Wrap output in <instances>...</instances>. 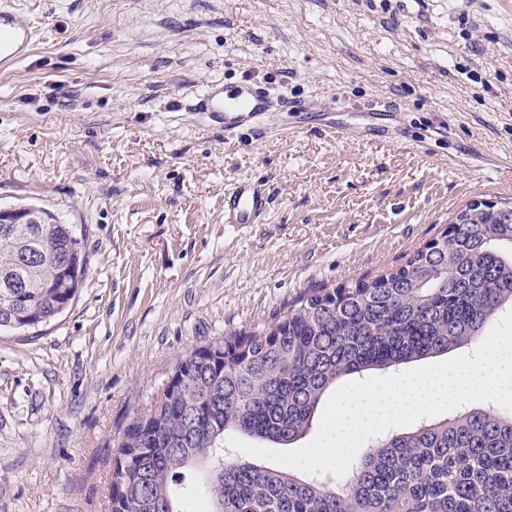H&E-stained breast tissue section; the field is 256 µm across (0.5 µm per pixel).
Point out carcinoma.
Returning a JSON list of instances; mask_svg holds the SVG:
<instances>
[{"label":"carcinoma","mask_w":512,"mask_h":512,"mask_svg":"<svg viewBox=\"0 0 512 512\" xmlns=\"http://www.w3.org/2000/svg\"><path fill=\"white\" fill-rule=\"evenodd\" d=\"M87 271L68 224H0V327L37 329ZM512 309V212L478 214L436 251L311 288L269 325L196 347L171 389L108 447L112 512H512V415L474 409L389 433L337 480L224 457V436L286 446L339 379L475 344Z\"/></svg>","instance_id":"cac0c4a2"}]
</instances>
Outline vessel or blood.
<instances>
[{"mask_svg": "<svg viewBox=\"0 0 512 512\" xmlns=\"http://www.w3.org/2000/svg\"><path fill=\"white\" fill-rule=\"evenodd\" d=\"M36 27L32 19L16 7L14 0H0V71L13 70L29 57L35 42ZM287 96L270 87L250 81L235 86L223 82L208 83L193 103L208 125L222 128L225 137L246 133H263L272 119L292 108ZM268 215V196L264 185L256 180L240 179L224 191V221L239 228L264 223Z\"/></svg>", "mask_w": 512, "mask_h": 512, "instance_id": "b4317fda", "label": "vessel or blood"}]
</instances>
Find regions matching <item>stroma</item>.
I'll return each instance as SVG.
<instances>
[{
    "mask_svg": "<svg viewBox=\"0 0 512 512\" xmlns=\"http://www.w3.org/2000/svg\"><path fill=\"white\" fill-rule=\"evenodd\" d=\"M16 3L43 36L0 73V207L71 225L88 269L60 317L0 332V512H109L108 443L185 352L512 202V0ZM245 77L392 116L228 140L189 103ZM240 178L266 223L225 226Z\"/></svg>",
    "mask_w": 512,
    "mask_h": 512,
    "instance_id": "obj_1",
    "label": "stroma"
}]
</instances>
